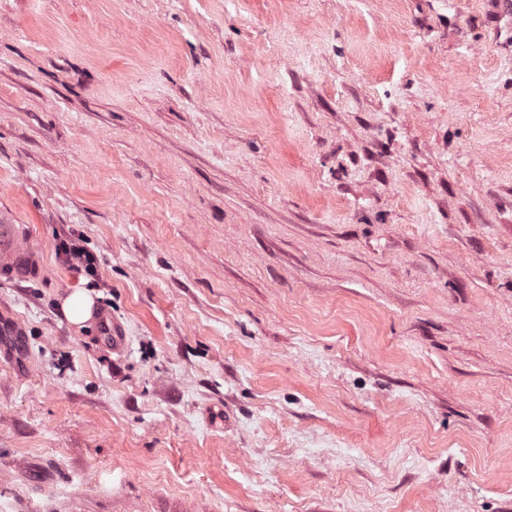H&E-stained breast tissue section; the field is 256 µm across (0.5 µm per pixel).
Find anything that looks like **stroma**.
Wrapping results in <instances>:
<instances>
[{"instance_id": "35a3bbf8", "label": "stroma", "mask_w": 512, "mask_h": 512, "mask_svg": "<svg viewBox=\"0 0 512 512\" xmlns=\"http://www.w3.org/2000/svg\"><path fill=\"white\" fill-rule=\"evenodd\" d=\"M1 212L0 512H512L500 0H0ZM17 224L6 214L0 215V272L12 280H24L39 272L36 252L20 244ZM98 297L99 294L93 289L76 288L59 299V307L71 325L80 330L88 329L98 318Z\"/></svg>"}]
</instances>
